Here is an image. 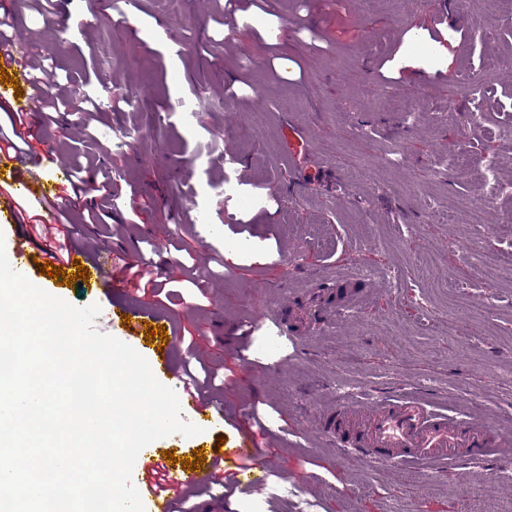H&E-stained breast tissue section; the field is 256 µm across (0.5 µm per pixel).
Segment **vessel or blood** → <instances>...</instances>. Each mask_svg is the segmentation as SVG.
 Returning <instances> with one entry per match:
<instances>
[{"label": "vessel or blood", "instance_id": "vessel-or-blood-1", "mask_svg": "<svg viewBox=\"0 0 512 512\" xmlns=\"http://www.w3.org/2000/svg\"><path fill=\"white\" fill-rule=\"evenodd\" d=\"M0 65L16 68L20 78L28 82L29 94L20 107L21 112L38 111L42 102L40 87L29 79L24 60L17 57L11 45L0 46ZM4 161L11 164L12 187L9 196L0 197V213L13 210L16 198L44 190L41 170L35 161L7 151L0 153V163ZM8 259L17 272L29 278L39 275L41 265L51 261L46 253L33 250L21 235L17 236ZM78 264L86 266L95 282L121 293L127 292V282L113 276L100 258L79 248L71 249L62 267L68 271ZM105 320L108 327L119 328L129 340H140L146 331L144 314L133 309L125 314L107 313ZM177 343L174 337L154 340V349L150 353L154 374L164 378L177 392L187 419L213 429L223 428V403L201 399L190 389L183 375L172 367L170 352ZM317 430L335 441L337 447L355 449L378 465H419L426 478L444 468L460 448L488 460L512 459V450L507 448L504 436L490 433L479 423L457 421L429 410L411 394L397 399L363 402L355 407L338 405L319 423ZM236 454V462L229 464L223 452L211 450L204 467L190 471L167 465L156 459L151 448H143L141 465L134 469L132 480L141 495L145 512H177V492L187 488H207L215 482L239 493L261 491L267 468L261 460L260 449L240 448Z\"/></svg>", "mask_w": 512, "mask_h": 512}]
</instances>
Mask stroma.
<instances>
[{
    "instance_id": "stroma-1",
    "label": "stroma",
    "mask_w": 512,
    "mask_h": 512,
    "mask_svg": "<svg viewBox=\"0 0 512 512\" xmlns=\"http://www.w3.org/2000/svg\"><path fill=\"white\" fill-rule=\"evenodd\" d=\"M510 14L512 0H238L229 25L224 0H71L62 16L32 2L19 13L20 57L62 41L58 95L97 98L107 82L142 92L103 107L89 136L63 118L34 125L28 141L49 186L57 158L85 168L105 145L93 180L110 179L112 218L77 231L104 257L152 252L165 284L119 294L62 281L52 295L135 306L177 336L175 369L201 361L229 377L223 432L170 435L155 451H263L261 493L217 506L200 492L193 512L512 503V466L463 451L425 480L315 434L344 397L386 392L512 433V278L485 282L464 260L484 250L512 262V196L498 188L512 179V39L469 45L472 28ZM475 80L486 89L476 120ZM178 98L201 100L198 121L171 111ZM448 278L479 307L451 334ZM273 309L292 322L278 326ZM248 325L251 364L238 357Z\"/></svg>"
}]
</instances>
